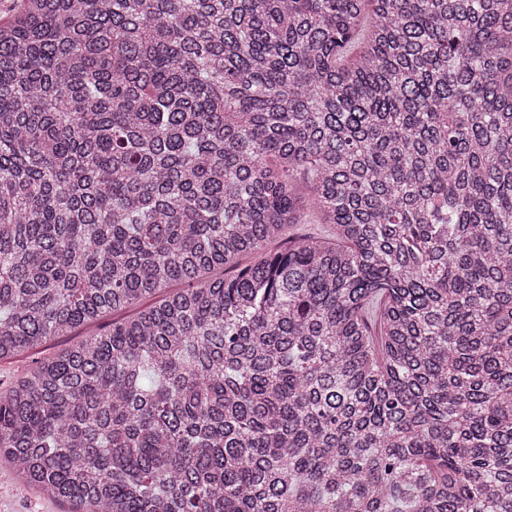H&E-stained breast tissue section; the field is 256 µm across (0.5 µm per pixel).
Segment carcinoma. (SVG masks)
Segmentation results:
<instances>
[{"instance_id": "carcinoma-1", "label": "carcinoma", "mask_w": 512, "mask_h": 512, "mask_svg": "<svg viewBox=\"0 0 512 512\" xmlns=\"http://www.w3.org/2000/svg\"><path fill=\"white\" fill-rule=\"evenodd\" d=\"M21 2L0 360L97 329L0 390L20 487L512 512V0Z\"/></svg>"}]
</instances>
